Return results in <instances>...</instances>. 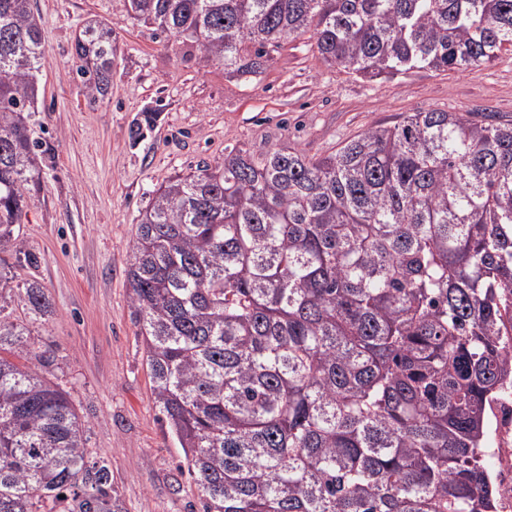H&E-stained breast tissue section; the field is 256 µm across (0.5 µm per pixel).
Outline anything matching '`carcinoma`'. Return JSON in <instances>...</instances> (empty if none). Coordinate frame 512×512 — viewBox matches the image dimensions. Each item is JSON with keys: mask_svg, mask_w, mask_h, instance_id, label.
<instances>
[{"mask_svg": "<svg viewBox=\"0 0 512 512\" xmlns=\"http://www.w3.org/2000/svg\"><path fill=\"white\" fill-rule=\"evenodd\" d=\"M200 59L259 75L309 35L374 82L475 74L512 48V0H124ZM91 95L112 27L75 41ZM43 34L0 0V248L39 182L30 128ZM147 110L131 137L154 125ZM127 270L151 396L201 512H497L490 402L512 387V123L413 112L310 157L284 142L175 174ZM16 303L53 314L36 282ZM0 305V512H125L111 464Z\"/></svg>", "mask_w": 512, "mask_h": 512, "instance_id": "1", "label": "carcinoma"}]
</instances>
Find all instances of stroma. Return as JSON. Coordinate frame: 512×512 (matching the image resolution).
Instances as JSON below:
<instances>
[{
    "label": "stroma",
    "mask_w": 512,
    "mask_h": 512,
    "mask_svg": "<svg viewBox=\"0 0 512 512\" xmlns=\"http://www.w3.org/2000/svg\"><path fill=\"white\" fill-rule=\"evenodd\" d=\"M44 30L45 63L31 121L44 152L20 234L0 258L32 255L0 286L12 303L37 280L54 304L32 325L35 346L52 347L53 381L67 392L87 446L108 457L126 512H195L199 492L169 484L180 450L151 397L145 349L126 286L139 214L168 177L215 163L231 149L261 155L293 141L330 153L374 124L439 109L512 122V52L475 73L416 69L368 82L328 66L307 37L270 49L256 76L226 73L155 27L128 19L124 0H32ZM112 30V86L89 95L76 74L74 42L89 20ZM159 122L132 141L142 112Z\"/></svg>",
    "instance_id": "stroma-1"
}]
</instances>
